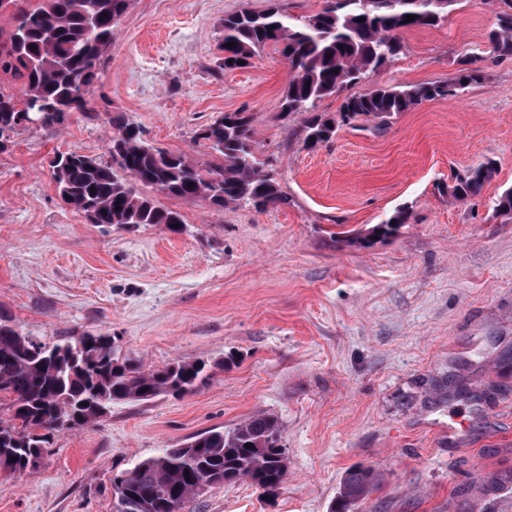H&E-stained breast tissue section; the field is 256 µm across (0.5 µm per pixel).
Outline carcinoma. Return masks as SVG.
<instances>
[{"label":"carcinoma","instance_id":"obj_1","mask_svg":"<svg viewBox=\"0 0 512 512\" xmlns=\"http://www.w3.org/2000/svg\"><path fill=\"white\" fill-rule=\"evenodd\" d=\"M131 0H0V80L18 82L23 97L0 87V141L20 128L27 111L35 126L56 130L79 113L98 119L90 93L104 74L114 27ZM458 0H324L320 11L299 16L288 0H270L262 12L224 16L219 68L250 65L273 44L288 66L282 112L304 116L303 146L315 149L360 119L381 128L424 100L454 96L484 79L486 58L472 54L446 82L414 86L377 85L355 91L402 51V34L436 27ZM497 28L488 41L496 58H512V0H500ZM416 19L409 21L407 16ZM365 21H359V18ZM235 46L228 47L226 43ZM344 94L338 115L314 111L318 100ZM252 115L227 112L200 128L196 138L221 162L203 169L187 156L149 144L142 130L121 116L110 118L108 158L77 152L50 161L57 196L93 224H163L180 231L181 215L141 192L150 187L166 196L204 200L224 208L250 204L265 211L288 203L266 169L252 139ZM494 173L482 162L455 174L447 190L455 201L478 196ZM409 220L403 206L356 239L363 246L385 238ZM211 364L176 361L158 367L117 356L110 333L84 334L62 343L35 342L10 321L0 319V473L35 469L41 453L61 432L100 422L112 406L185 395L208 378ZM277 421L263 413L235 427L213 428L178 448H161L132 466L112 472V512H184L199 495L197 481L215 485L244 481L274 493L287 475ZM370 469L348 471L331 512H356L376 488Z\"/></svg>","mask_w":512,"mask_h":512}]
</instances>
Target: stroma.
<instances>
[{
    "instance_id": "1",
    "label": "stroma",
    "mask_w": 512,
    "mask_h": 512,
    "mask_svg": "<svg viewBox=\"0 0 512 512\" xmlns=\"http://www.w3.org/2000/svg\"><path fill=\"white\" fill-rule=\"evenodd\" d=\"M267 6L133 0L92 95L99 120L23 127L0 152V315L45 342L111 333L118 355L147 366L227 360L195 393L58 434L37 470L0 474V512H112L113 469L255 413L278 422L286 481L269 495L214 486L186 512H330L352 468L382 476L357 512H512V483L489 482L512 474V220L494 211L512 187V58L488 55L497 9L459 0L440 26L404 33L402 53L362 86L443 82L467 52L488 57L482 82L308 150L301 116L281 112L278 49L217 67L225 14ZM237 111L251 113L287 204L158 195L185 221L174 233L90 223L55 193L50 159L103 155L113 115L206 168L215 159L198 130ZM488 159L479 196L438 191ZM402 206L410 218L394 235L338 240ZM432 378L447 397H425ZM492 386L500 394L481 400Z\"/></svg>"
}]
</instances>
